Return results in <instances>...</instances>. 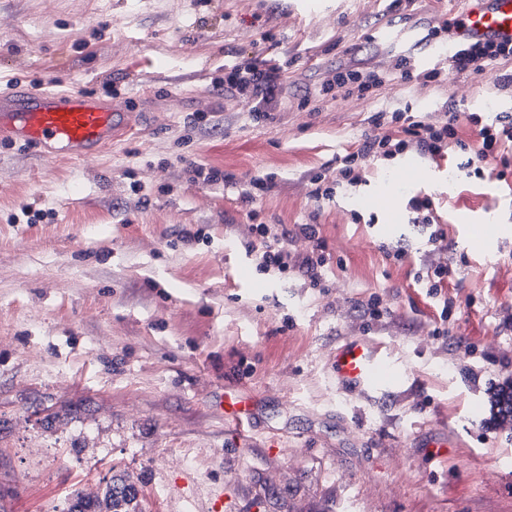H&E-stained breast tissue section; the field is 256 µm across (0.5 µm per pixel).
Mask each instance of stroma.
I'll use <instances>...</instances> for the list:
<instances>
[{
	"mask_svg": "<svg viewBox=\"0 0 512 512\" xmlns=\"http://www.w3.org/2000/svg\"><path fill=\"white\" fill-rule=\"evenodd\" d=\"M438 0H0V90L86 89L132 108L138 133L78 159L0 142V512H66L75 492L134 478L146 512H512V428L491 384L512 378V168L498 179L424 161L391 209L364 197L408 163L315 201L311 175L384 106L512 113V65L322 94L338 66L392 69L371 29L420 33ZM276 48L279 107L253 121L224 65ZM231 174L207 183L193 169ZM259 222L318 225L322 287L258 271L241 203ZM430 195L452 244L431 251L411 201ZM504 237L472 253L470 222ZM405 247L404 261L390 252ZM450 261L429 296L413 276ZM378 299L382 315L366 313ZM386 346L399 377L342 387L347 339ZM250 424L224 417V397Z\"/></svg>",
	"mask_w": 512,
	"mask_h": 512,
	"instance_id": "1",
	"label": "stroma"
}]
</instances>
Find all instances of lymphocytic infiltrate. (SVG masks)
I'll list each match as a JSON object with an SVG mask.
<instances>
[{
    "mask_svg": "<svg viewBox=\"0 0 512 512\" xmlns=\"http://www.w3.org/2000/svg\"><path fill=\"white\" fill-rule=\"evenodd\" d=\"M446 60L448 68L460 72L495 66L512 61V46L463 38ZM287 68V61L276 58L256 57L246 63L234 61L227 66L224 88L246 104L252 119H265L276 108L282 74ZM469 121L476 136L472 143L459 135L457 107L453 104L425 117L416 115L408 107L376 112L371 118V132L363 135L356 149L337 157L335 167L324 168L313 176L312 195L318 200L333 199L341 184L365 182L370 162L400 154L442 159L462 153L466 156V167L478 173L490 160L505 167L512 165V114L499 112L484 117L473 112ZM298 232L312 244L305 255L288 249L287 242L293 232L283 224L251 225L254 242L249 249L256 256L258 270L275 269L284 273L292 268L308 287H321L327 262L325 243L317 225H300Z\"/></svg>",
    "mask_w": 512,
    "mask_h": 512,
    "instance_id": "f902f5d3",
    "label": "lymphocytic infiltrate"
}]
</instances>
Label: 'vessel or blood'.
<instances>
[{
	"label": "vessel or blood",
	"instance_id": "1",
	"mask_svg": "<svg viewBox=\"0 0 512 512\" xmlns=\"http://www.w3.org/2000/svg\"><path fill=\"white\" fill-rule=\"evenodd\" d=\"M458 15L467 35L494 42H512V0H469ZM134 128L132 113L116 108L111 99L86 91H59L40 87L0 92V140L19 141L41 155L58 152L76 158L97 154L119 135ZM425 176L417 165L405 166L394 183L383 185L368 199V207L382 209L393 203L397 187ZM474 248L489 254L498 240V227L489 222L470 224ZM390 367L380 347L364 339L344 341L336 350V378L347 385L382 381Z\"/></svg>",
	"mask_w": 512,
	"mask_h": 512
}]
</instances>
